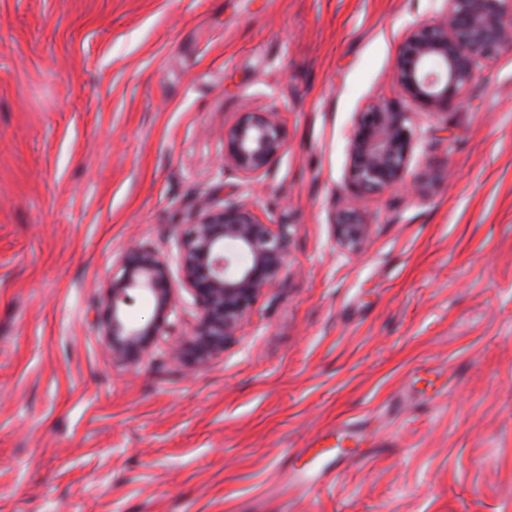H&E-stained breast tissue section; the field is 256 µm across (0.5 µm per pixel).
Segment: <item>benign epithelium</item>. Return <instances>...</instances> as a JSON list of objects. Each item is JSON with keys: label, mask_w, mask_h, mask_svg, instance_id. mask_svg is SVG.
Returning <instances> with one entry per match:
<instances>
[{"label": "benign epithelium", "mask_w": 512, "mask_h": 512, "mask_svg": "<svg viewBox=\"0 0 512 512\" xmlns=\"http://www.w3.org/2000/svg\"><path fill=\"white\" fill-rule=\"evenodd\" d=\"M439 17L413 23L401 41L392 78L401 99L380 101L357 113L348 142V180L358 194L381 193L403 183L414 147L409 100L430 113L445 111L473 83L482 63L512 47V0H443ZM276 112H243L224 126V166L253 182L286 149ZM336 244L355 252L368 241L371 224L352 204L336 213ZM292 224H268L242 202L204 210L183 225L173 259L133 245L112 273L98 313L112 361L139 363L175 327L177 290L196 308L192 334L170 355L194 370L224 353L240 336L260 295L286 274ZM180 272L175 282L171 264ZM147 298L154 315L145 324L127 310Z\"/></svg>", "instance_id": "7a95c632"}]
</instances>
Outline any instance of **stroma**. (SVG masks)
Instances as JSON below:
<instances>
[{
  "label": "stroma",
  "instance_id": "obj_1",
  "mask_svg": "<svg viewBox=\"0 0 512 512\" xmlns=\"http://www.w3.org/2000/svg\"><path fill=\"white\" fill-rule=\"evenodd\" d=\"M439 0H0V512H512V48L407 104L403 185L354 195L357 112L397 98ZM280 113L259 182L224 126ZM295 225L282 280L195 373L106 352L138 243L201 208ZM354 203L368 244L336 245ZM357 456L323 474L324 434Z\"/></svg>",
  "mask_w": 512,
  "mask_h": 512
}]
</instances>
